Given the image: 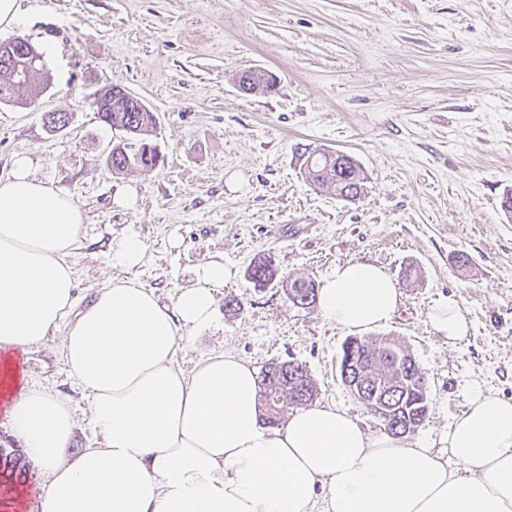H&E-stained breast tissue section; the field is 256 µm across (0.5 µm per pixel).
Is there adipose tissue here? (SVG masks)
<instances>
[{"mask_svg":"<svg viewBox=\"0 0 512 512\" xmlns=\"http://www.w3.org/2000/svg\"><path fill=\"white\" fill-rule=\"evenodd\" d=\"M83 222L27 159L0 178V415L41 467L38 512H512L511 398L476 392L443 454L369 435L333 404L272 427L248 362L222 352L188 372L176 363L187 336L213 324L214 288L231 269L201 265L169 304L114 278L81 308L70 258ZM400 296L382 268L350 262L325 277L318 304L329 322L363 330L387 323ZM430 318L449 345L469 333L455 298ZM60 327L102 446L72 450L73 408L21 360Z\"/></svg>","mask_w":512,"mask_h":512,"instance_id":"obj_1","label":"adipose tissue"}]
</instances>
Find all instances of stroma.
Listing matches in <instances>:
<instances>
[{"label": "stroma", "mask_w": 512, "mask_h": 512, "mask_svg": "<svg viewBox=\"0 0 512 512\" xmlns=\"http://www.w3.org/2000/svg\"><path fill=\"white\" fill-rule=\"evenodd\" d=\"M0 41L23 37L42 52L48 83L24 108L0 104V176L27 158L31 174L68 190L84 224L72 256L76 302L132 275L162 302L191 286L199 265L232 267L211 328L182 343L185 371L231 351L255 367L306 366L317 402L333 403L372 435L377 418L342 384L350 330L318 306L288 299L285 280L322 283L336 266L382 268L401 292L392 319L365 337L406 347L428 379L429 416L408 441L441 450L474 392L512 398V0H19ZM262 70L267 94L235 78ZM118 83L157 114L161 161L115 173L120 132L94 100ZM68 113L49 132L45 113ZM352 156L367 177L360 201L316 190L304 149ZM130 189L131 206L115 197ZM146 247L125 271L111 249L126 234ZM467 254V269L454 262ZM270 262L276 280L250 282ZM417 279L404 280L406 268ZM455 297L471 329L449 345L429 313ZM58 328L27 354L34 380L75 410L71 446H99L89 400L61 358Z\"/></svg>", "instance_id": "stroma-1"}]
</instances>
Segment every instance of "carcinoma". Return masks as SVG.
<instances>
[{
    "mask_svg": "<svg viewBox=\"0 0 512 512\" xmlns=\"http://www.w3.org/2000/svg\"><path fill=\"white\" fill-rule=\"evenodd\" d=\"M45 82H23L13 71L0 66V88L11 83L12 91L0 93V104L27 102L26 95L38 90ZM96 111L103 112V123L110 129L125 134L131 143L119 142L112 146L111 167L115 172L131 169L150 170L155 167L152 159L145 156L143 146L153 143L157 137V116L138 97L120 84L105 90L96 100ZM303 170L306 179L318 189L332 191L336 197L352 202L364 192L365 175L361 166L351 160L344 162L330 150L305 151ZM255 284H266L273 280L274 270L266 262L253 264L248 272ZM288 299L296 306H308L316 300L315 285L306 277H296L288 282ZM390 346L409 358V366L402 375L391 370L383 357V348ZM342 353H350L357 365L351 374H363L365 390L377 392L392 408L389 418L381 419L383 430L396 437L417 428L428 416L430 399L427 394V379L409 351L391 340L369 341L361 337H350L341 347ZM260 385L266 420L277 425L289 410L312 401L315 395L313 382L305 366L293 361L272 362L262 372Z\"/></svg>",
    "mask_w": 512,
    "mask_h": 512,
    "instance_id": "cac0c4a2",
    "label": "carcinoma"
}]
</instances>
